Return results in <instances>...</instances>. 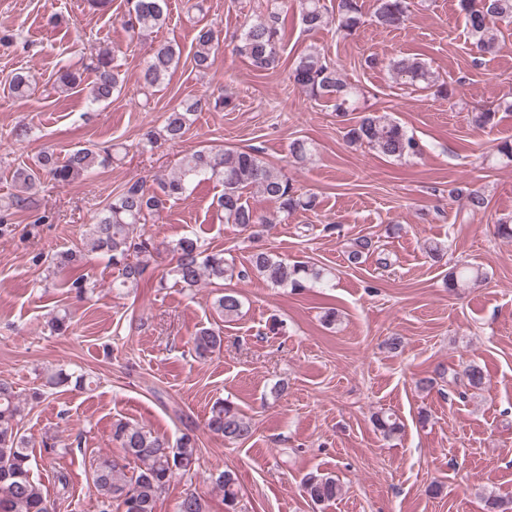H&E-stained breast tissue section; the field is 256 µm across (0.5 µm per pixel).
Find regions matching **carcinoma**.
Listing matches in <instances>:
<instances>
[{"label": "carcinoma", "mask_w": 512, "mask_h": 512, "mask_svg": "<svg viewBox=\"0 0 512 512\" xmlns=\"http://www.w3.org/2000/svg\"><path fill=\"white\" fill-rule=\"evenodd\" d=\"M127 19L131 31L154 28L165 22L169 14V0H129ZM300 23L306 31H315L328 23L327 8L322 0H300ZM473 45L482 54L497 51L500 24H512V0H458ZM338 30L346 35L355 32L362 24L359 0H337ZM410 0H376L374 22L383 29H398L410 20ZM279 13L271 12L251 22L242 33L234 51L246 58L251 68L259 73L275 69L280 60ZM192 55L194 68L207 71L214 62L219 48L217 32L210 26L197 30ZM176 50L170 45L154 49L142 73L146 87L161 85L169 77L177 63ZM370 67L383 65L396 80L410 85H424L442 98H451L455 89L438 78L427 64L417 58H391L380 63L369 58ZM87 68L95 73L88 87L86 99L94 106L112 99L118 91L120 78L117 67L112 65V51L99 47L90 53ZM289 79L309 97L333 102V111L341 121L356 110V101L363 91L342 78L339 69L315 49L298 55L289 70ZM58 86L67 92L81 84V75L71 66L58 70ZM201 107L194 100L181 105L168 114L160 129H150L143 134V147L155 148L165 143H178L190 126L193 112ZM512 112V101L503 102L496 109L483 108L471 113L474 127L481 129L494 124L499 110ZM345 138L350 144L364 145L375 152L402 160L422 153V145L408 135L403 127L389 115L366 112L359 119L345 126ZM294 162L307 161L311 148L305 140H294L289 148ZM112 164V149L96 144L76 146L65 159L55 152L44 150L30 165L17 168L14 179L20 194L0 204V225L11 223L15 210L24 207L31 199V192L41 184L43 176H49L61 184H69L81 177H91ZM198 179L216 180L223 184L224 192L217 198V206L224 212V219L243 229L264 228L288 220L295 212L311 211L316 207V197L298 192L283 167L267 163L256 149L228 150L202 147L181 157L178 168L170 175L159 178L152 186L145 180L127 184L112 196L86 225L83 237L91 251L107 257L108 263L117 269V288H133L139 284L149 266L143 256L151 254L154 245L143 234H135L136 225H144L148 217L160 213L168 206L184 199L187 187ZM252 187L264 197L276 202V213L257 214L243 201L242 189ZM450 194L465 202L471 214L486 209L484 193L478 188L453 189ZM379 246L372 239L363 237L356 241L348 255L352 264ZM175 263L167 273L172 286L181 289L198 287L203 279L209 282L231 280L235 277L248 279L258 276L279 287L288 286L297 291L309 282L323 280L324 274L305 264L289 265L279 257L264 250L252 254L250 267L239 270L233 261L221 252H209L190 238L178 240L168 248ZM483 279L478 268L454 270L448 274V288H467ZM215 312L226 321L238 317L242 301L239 294L230 289L216 298ZM224 343L220 329L204 327L191 338L192 349L200 358H206ZM24 407L13 387L0 381V512H55L54 503L45 496L32 477L31 454L28 440L21 433ZM374 425L386 437L394 435L399 424L390 415H376ZM210 432L224 440L238 444L250 439L253 427L249 419L229 401H218L211 409L207 423ZM112 440L122 452L119 457L100 456L92 471L98 512H112L117 506L121 512H155L156 503L168 489L171 480L196 472L200 465L199 448L193 435L182 434L175 443L142 427L117 421L112 425ZM135 465L131 476H126L129 465ZM211 481L224 495V512H238L239 488L236 474L223 470L211 475ZM303 490L314 505L336 499L339 486L329 474H309L303 480ZM177 512H206L202 498L193 493L185 494L177 504Z\"/></svg>", "instance_id": "1"}]
</instances>
